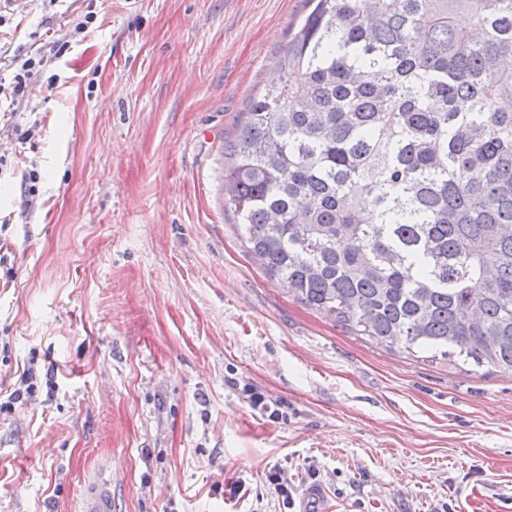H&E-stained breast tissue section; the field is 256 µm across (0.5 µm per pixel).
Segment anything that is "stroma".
I'll use <instances>...</instances> for the list:
<instances>
[{
  "instance_id": "stroma-1",
  "label": "stroma",
  "mask_w": 512,
  "mask_h": 512,
  "mask_svg": "<svg viewBox=\"0 0 512 512\" xmlns=\"http://www.w3.org/2000/svg\"><path fill=\"white\" fill-rule=\"evenodd\" d=\"M308 9L0 0V84L46 59L0 113V512H78L103 470L112 512H302L312 485L329 512H512V374L350 335L224 210L223 146ZM11 63H15L17 68V73L14 76L15 84L11 94L18 97L24 92L26 79L30 75L40 72L44 67V55H41V51H37L33 54L32 52H30V54H28V52L26 54H17L13 56Z\"/></svg>"
}]
</instances>
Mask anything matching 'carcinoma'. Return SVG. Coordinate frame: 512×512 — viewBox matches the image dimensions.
Returning a JSON list of instances; mask_svg holds the SVG:
<instances>
[{
  "label": "carcinoma",
  "mask_w": 512,
  "mask_h": 512,
  "mask_svg": "<svg viewBox=\"0 0 512 512\" xmlns=\"http://www.w3.org/2000/svg\"><path fill=\"white\" fill-rule=\"evenodd\" d=\"M310 2L224 145V210L350 334L512 373V0Z\"/></svg>",
  "instance_id": "obj_1"
}]
</instances>
